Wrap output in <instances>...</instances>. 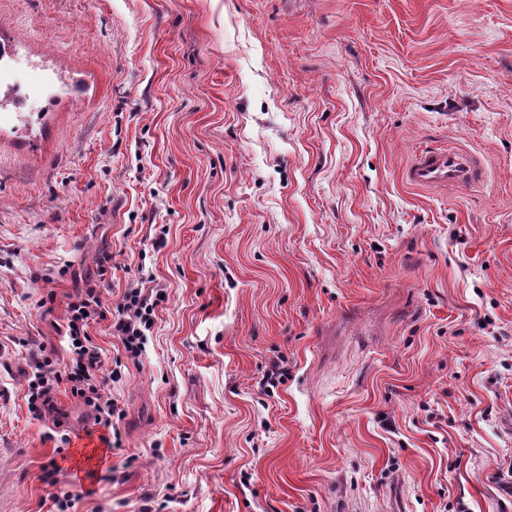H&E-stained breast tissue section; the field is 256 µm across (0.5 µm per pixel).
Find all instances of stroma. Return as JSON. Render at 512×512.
Segmentation results:
<instances>
[{
    "label": "stroma",
    "mask_w": 512,
    "mask_h": 512,
    "mask_svg": "<svg viewBox=\"0 0 512 512\" xmlns=\"http://www.w3.org/2000/svg\"><path fill=\"white\" fill-rule=\"evenodd\" d=\"M0 43L55 79L0 113V512H512V0H0ZM428 145L484 180L406 185ZM88 280L166 294L139 364L89 328L110 447L28 407Z\"/></svg>",
    "instance_id": "obj_1"
}]
</instances>
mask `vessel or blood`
Returning <instances> with one entry per match:
<instances>
[{"mask_svg":"<svg viewBox=\"0 0 512 512\" xmlns=\"http://www.w3.org/2000/svg\"><path fill=\"white\" fill-rule=\"evenodd\" d=\"M402 177L421 189L463 188L482 180V161L459 147L424 148L404 167Z\"/></svg>","mask_w":512,"mask_h":512,"instance_id":"vessel-or-blood-1","label":"vessel or blood"}]
</instances>
